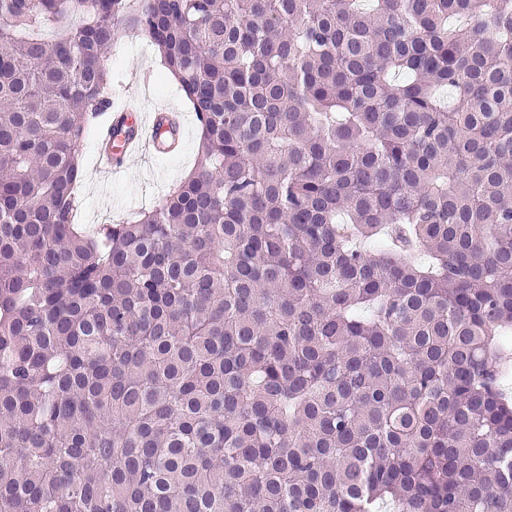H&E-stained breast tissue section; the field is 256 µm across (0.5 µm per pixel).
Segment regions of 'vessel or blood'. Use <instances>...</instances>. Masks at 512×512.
I'll return each mask as SVG.
<instances>
[{
  "label": "vessel or blood",
  "mask_w": 512,
  "mask_h": 512,
  "mask_svg": "<svg viewBox=\"0 0 512 512\" xmlns=\"http://www.w3.org/2000/svg\"><path fill=\"white\" fill-rule=\"evenodd\" d=\"M166 112L128 109L112 113L99 129L98 162L110 173L125 172L131 160L144 148L162 150V126Z\"/></svg>",
  "instance_id": "obj_1"
}]
</instances>
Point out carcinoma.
Returning a JSON list of instances; mask_svg holds the SVG:
<instances>
[{
    "mask_svg": "<svg viewBox=\"0 0 512 512\" xmlns=\"http://www.w3.org/2000/svg\"><path fill=\"white\" fill-rule=\"evenodd\" d=\"M132 25L192 172L75 224ZM512 0H0V512H512Z\"/></svg>",
    "mask_w": 512,
    "mask_h": 512,
    "instance_id": "1",
    "label": "carcinoma"
}]
</instances>
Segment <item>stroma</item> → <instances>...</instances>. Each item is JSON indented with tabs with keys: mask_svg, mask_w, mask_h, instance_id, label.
<instances>
[{
	"mask_svg": "<svg viewBox=\"0 0 512 512\" xmlns=\"http://www.w3.org/2000/svg\"><path fill=\"white\" fill-rule=\"evenodd\" d=\"M110 66L113 107H120L135 95L144 110L165 108L184 113L186 135L179 153L136 159L126 172L112 176L100 172L97 135L89 133L80 148L83 175L79 195L80 222L90 228L113 224L128 213L153 207L193 168L199 142L194 113L189 111L175 82L164 72L150 41L137 29L123 28Z\"/></svg>",
	"mask_w": 512,
	"mask_h": 512,
	"instance_id": "35a3bbf8",
	"label": "stroma"
}]
</instances>
